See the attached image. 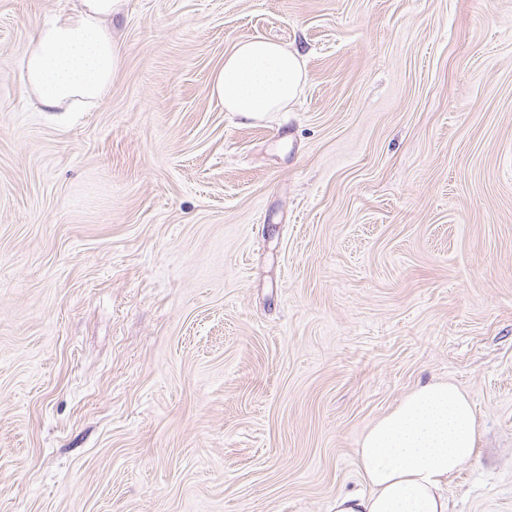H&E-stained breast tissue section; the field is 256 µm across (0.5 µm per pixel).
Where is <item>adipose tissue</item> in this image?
I'll return each mask as SVG.
<instances>
[{"mask_svg":"<svg viewBox=\"0 0 512 512\" xmlns=\"http://www.w3.org/2000/svg\"><path fill=\"white\" fill-rule=\"evenodd\" d=\"M117 0H77L41 24L19 60L23 87L40 112H81L99 106L112 85L119 49L112 38ZM301 58L278 43H235L211 82L225 111L248 118L295 101ZM477 422L468 393L446 381L416 387L362 435L358 466L370 491L340 495L334 512H448L442 486L476 452Z\"/></svg>","mask_w":512,"mask_h":512,"instance_id":"obj_1","label":"adipose tissue"}]
</instances>
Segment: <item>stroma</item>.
Returning <instances> with one entry per match:
<instances>
[{"label": "stroma", "mask_w": 512, "mask_h": 512, "mask_svg": "<svg viewBox=\"0 0 512 512\" xmlns=\"http://www.w3.org/2000/svg\"><path fill=\"white\" fill-rule=\"evenodd\" d=\"M0 0V512H332L417 385L470 395L448 512H512V0H122L103 103ZM302 58L283 112L211 94ZM304 70L301 58L278 43L254 38L235 43L211 82V93L226 112L261 118L295 101Z\"/></svg>", "instance_id": "35a3bbf8"}]
</instances>
